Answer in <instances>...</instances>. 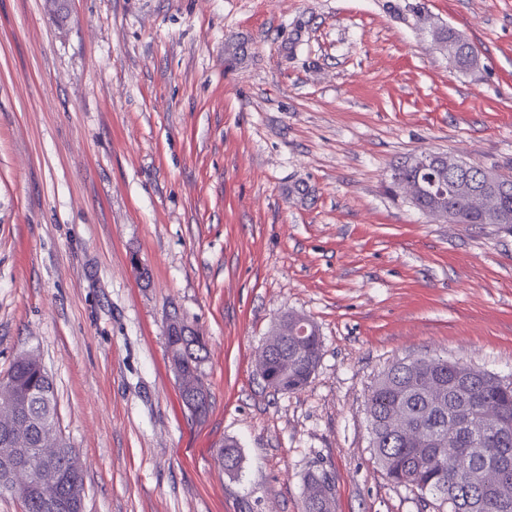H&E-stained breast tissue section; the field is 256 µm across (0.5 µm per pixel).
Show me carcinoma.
<instances>
[{"label":"carcinoma","instance_id":"obj_1","mask_svg":"<svg viewBox=\"0 0 512 512\" xmlns=\"http://www.w3.org/2000/svg\"><path fill=\"white\" fill-rule=\"evenodd\" d=\"M440 40L456 49L457 64L469 65L473 50L448 30ZM404 179L420 180L419 209L432 213L453 207L461 224H481L466 190L456 187L451 198L432 188L431 181H446L439 170L417 177L408 169L395 167ZM302 341L292 343L266 358V378L288 392L304 388L320 359L322 342L313 322ZM169 350L179 354L186 375L202 374L206 343L185 324L167 329ZM479 379L464 385L448 361L436 358L398 362L378 376L366 406L373 454L392 482L412 491L430 494L441 503L452 502L448 512H500L498 499L512 500V474L497 484L489 478L492 464L504 450L512 456V443L502 447L499 434H512V382L479 370ZM16 402L25 406L29 422L11 429L18 448H37L41 441L39 423L59 421L53 381L41 363L29 355L18 356L0 380V406ZM224 471L240 465L236 446L219 452ZM53 469L59 477V495L75 501L71 512H83L84 478L73 454L56 458ZM304 512H333L334 484L324 471L306 476Z\"/></svg>","mask_w":512,"mask_h":512}]
</instances>
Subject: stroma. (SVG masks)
<instances>
[{"label": "stroma", "instance_id": "1", "mask_svg": "<svg viewBox=\"0 0 512 512\" xmlns=\"http://www.w3.org/2000/svg\"><path fill=\"white\" fill-rule=\"evenodd\" d=\"M421 151L512 175V0H0V379L52 376L86 512H303L318 471L334 512H438L377 465L366 396L419 357L512 379V231L392 193ZM289 311L322 356L276 392ZM288 319V328L283 331L284 336H281L285 322ZM305 316L288 313L280 320L275 332L272 336H278V340L269 343V346L263 347L262 354L259 360L258 373L264 368L265 358L268 355L270 345H277L280 342H288V347L284 346L282 351L272 352L266 358V378L270 379L272 383L283 390L293 392L304 388L312 378L320 359L322 351V342L320 339L319 331L315 324ZM304 321L308 326V333L298 345H294L288 341V336L291 331ZM261 351V352H262ZM167 345L169 350L179 354L182 371L186 375H203L201 366L207 355L206 343L183 322L169 324L167 329ZM172 366L178 377L181 390L198 388L200 384L193 378L183 375L170 354Z\"/></svg>", "mask_w": 512, "mask_h": 512}]
</instances>
